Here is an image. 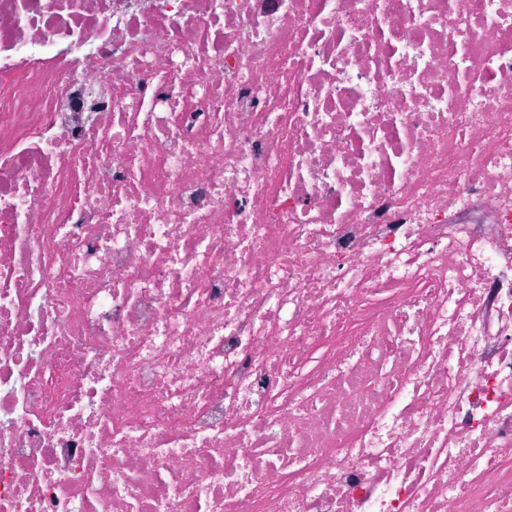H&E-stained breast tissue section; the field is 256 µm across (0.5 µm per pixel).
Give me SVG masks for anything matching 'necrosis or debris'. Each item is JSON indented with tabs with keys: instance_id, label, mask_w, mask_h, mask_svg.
<instances>
[{
	"instance_id": "obj_1",
	"label": "necrosis or debris",
	"mask_w": 512,
	"mask_h": 512,
	"mask_svg": "<svg viewBox=\"0 0 512 512\" xmlns=\"http://www.w3.org/2000/svg\"><path fill=\"white\" fill-rule=\"evenodd\" d=\"M0 512H512V0H0Z\"/></svg>"
}]
</instances>
